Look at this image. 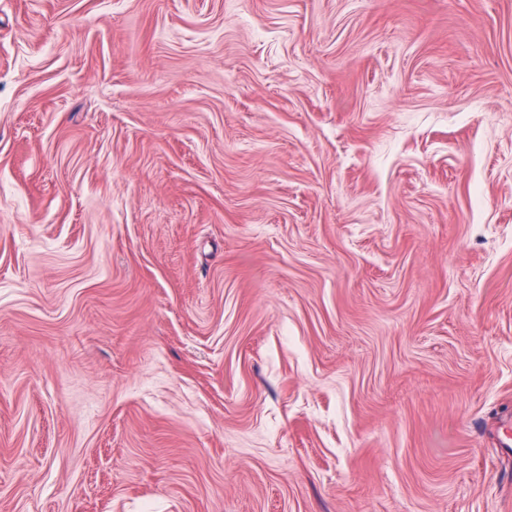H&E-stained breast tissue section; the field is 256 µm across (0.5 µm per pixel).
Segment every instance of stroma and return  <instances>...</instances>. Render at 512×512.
<instances>
[{
  "instance_id": "35a3bbf8",
  "label": "stroma",
  "mask_w": 512,
  "mask_h": 512,
  "mask_svg": "<svg viewBox=\"0 0 512 512\" xmlns=\"http://www.w3.org/2000/svg\"><path fill=\"white\" fill-rule=\"evenodd\" d=\"M512 0H0V512H512Z\"/></svg>"
}]
</instances>
